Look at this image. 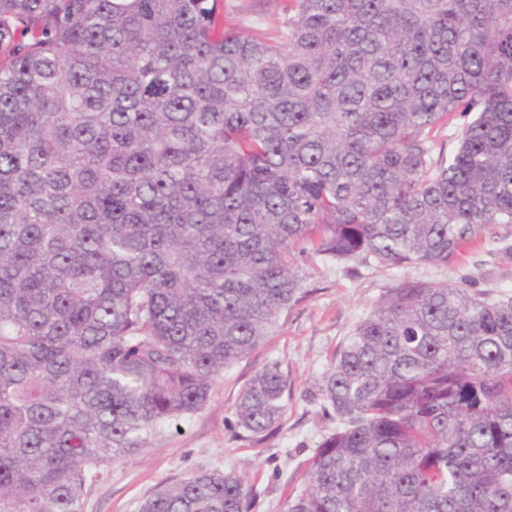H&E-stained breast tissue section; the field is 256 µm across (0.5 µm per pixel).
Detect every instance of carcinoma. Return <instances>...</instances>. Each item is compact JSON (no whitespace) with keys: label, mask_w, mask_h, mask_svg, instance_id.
Returning a JSON list of instances; mask_svg holds the SVG:
<instances>
[{"label":"carcinoma","mask_w":512,"mask_h":512,"mask_svg":"<svg viewBox=\"0 0 512 512\" xmlns=\"http://www.w3.org/2000/svg\"><path fill=\"white\" fill-rule=\"evenodd\" d=\"M282 2L270 34L224 0H0V512H85L309 261L446 266L512 224V0ZM286 393L263 366L233 429ZM319 395L336 427L281 512H512V296L402 281ZM250 499L188 471L139 512Z\"/></svg>","instance_id":"obj_1"}]
</instances>
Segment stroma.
<instances>
[{"label": "stroma", "mask_w": 512, "mask_h": 512, "mask_svg": "<svg viewBox=\"0 0 512 512\" xmlns=\"http://www.w3.org/2000/svg\"><path fill=\"white\" fill-rule=\"evenodd\" d=\"M499 233L503 243L473 245L447 267L369 264L353 277L345 267L312 261L307 296L280 314L276 336L225 371L203 410L154 435L146 448L115 464L91 492L85 512H138L141 498L158 482L200 469L235 471L257 494L253 512H280L300 484L298 465L313 455L331 426L316 395L341 343L387 289L406 278L442 282L470 276L477 289L512 295V256L502 251L503 245L512 246V225L500 227ZM272 361L288 376L286 414L266 436L239 438L231 428L238 394Z\"/></svg>", "instance_id": "1"}]
</instances>
